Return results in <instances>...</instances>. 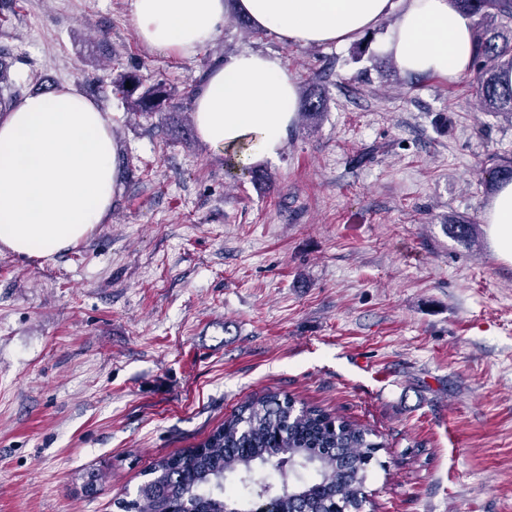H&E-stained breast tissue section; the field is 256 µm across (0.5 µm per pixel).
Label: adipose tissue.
<instances>
[{"instance_id":"1","label":"adipose tissue","mask_w":512,"mask_h":512,"mask_svg":"<svg viewBox=\"0 0 512 512\" xmlns=\"http://www.w3.org/2000/svg\"><path fill=\"white\" fill-rule=\"evenodd\" d=\"M134 33L149 48L183 57L211 43L236 10L286 44L330 46L398 21L384 49L409 74L448 79L471 66L469 17L453 0H131ZM297 84L275 56L219 58L192 100L200 139L238 151L240 166L275 159L297 112ZM118 145L100 106L71 84L24 97L0 114V247L49 259L86 239L110 212ZM483 221L492 248L512 263V182L498 188Z\"/></svg>"}]
</instances>
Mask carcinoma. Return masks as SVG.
I'll list each match as a JSON object with an SVG mask.
<instances>
[{"label":"carcinoma","instance_id":"carcinoma-1","mask_svg":"<svg viewBox=\"0 0 512 512\" xmlns=\"http://www.w3.org/2000/svg\"><path fill=\"white\" fill-rule=\"evenodd\" d=\"M473 19L472 63L477 101L486 112L512 116V0H456ZM130 67L121 83L131 107L156 112L172 97L157 81L147 87ZM21 89L0 70V110ZM497 188L512 181V157L495 155L482 169ZM380 443L364 429L316 406L295 408L269 392L241 405L198 448L156 460L155 477L138 488L125 512H249V500L275 497L277 512H360L362 489Z\"/></svg>","mask_w":512,"mask_h":512}]
</instances>
